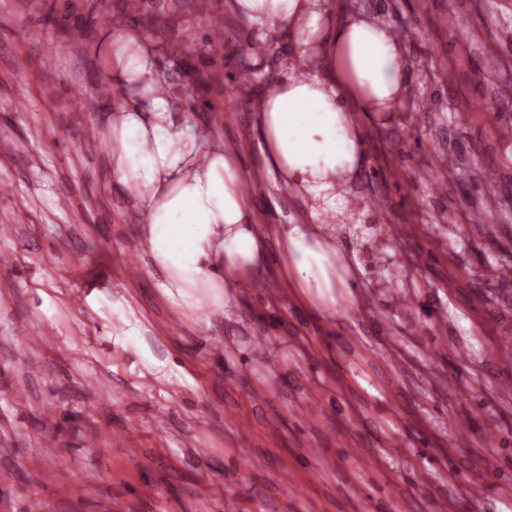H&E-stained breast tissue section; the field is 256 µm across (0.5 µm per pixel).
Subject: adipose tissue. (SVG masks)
I'll return each instance as SVG.
<instances>
[{
  "label": "adipose tissue",
  "instance_id": "ef3b65f1",
  "mask_svg": "<svg viewBox=\"0 0 512 512\" xmlns=\"http://www.w3.org/2000/svg\"><path fill=\"white\" fill-rule=\"evenodd\" d=\"M260 34L285 35L295 51L260 97V144L268 171L306 206L280 240L283 276L306 304L333 311L350 273L326 222L348 208L361 169L359 117L400 111L407 91L403 42L335 0H231ZM107 76L120 93L109 119L112 171L132 189L144 218L140 243L167 300L182 310H220L224 290L248 278L265 255L234 150L173 130L177 93L160 79L141 32L113 29Z\"/></svg>",
  "mask_w": 512,
  "mask_h": 512
}]
</instances>
